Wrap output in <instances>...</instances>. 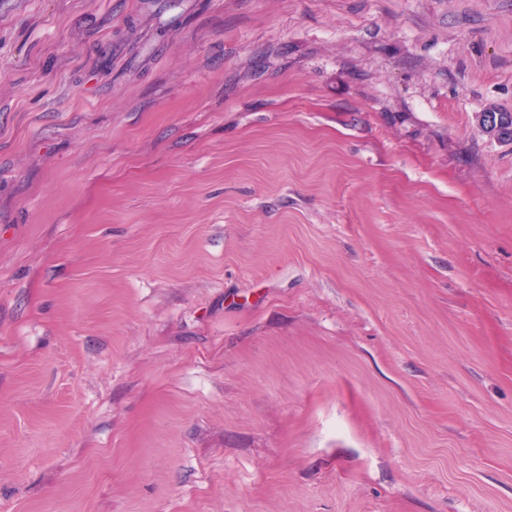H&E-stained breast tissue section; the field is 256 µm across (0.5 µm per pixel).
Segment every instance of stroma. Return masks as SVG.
Here are the masks:
<instances>
[{
  "label": "stroma",
  "mask_w": 512,
  "mask_h": 512,
  "mask_svg": "<svg viewBox=\"0 0 512 512\" xmlns=\"http://www.w3.org/2000/svg\"><path fill=\"white\" fill-rule=\"evenodd\" d=\"M512 0H0V512H512ZM477 124L490 137L512 140V115L501 112H480Z\"/></svg>",
  "instance_id": "obj_1"
}]
</instances>
